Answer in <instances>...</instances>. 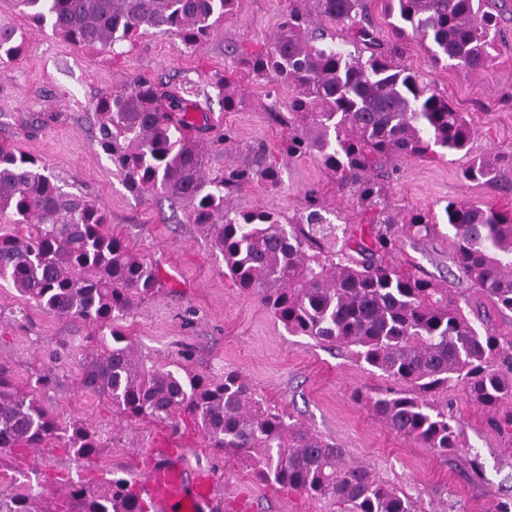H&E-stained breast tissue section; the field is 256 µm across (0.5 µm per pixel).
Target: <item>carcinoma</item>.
Segmentation results:
<instances>
[{
  "instance_id": "1",
  "label": "carcinoma",
  "mask_w": 512,
  "mask_h": 512,
  "mask_svg": "<svg viewBox=\"0 0 512 512\" xmlns=\"http://www.w3.org/2000/svg\"><path fill=\"white\" fill-rule=\"evenodd\" d=\"M239 0H15L38 25L84 47L132 42L144 31L178 37L188 48L207 39ZM394 39L380 40L365 0H311L288 5L272 46L248 61L251 73L288 93V136L277 150L259 145L225 175H208L194 120L199 102L173 86L137 79L98 99L102 145L132 189L159 192L189 207L237 287L256 296L291 334L356 348L383 376L408 386L370 398L397 434L441 456L459 447L458 421L429 395L462 381L469 399L491 411L512 400V356L497 367L499 339L484 333L444 281L390 264L405 237L451 235V262L500 310L512 311V211L460 199L445 222L424 210L393 214L383 195L397 158L432 159L469 150L475 130L448 96L401 62L402 43L418 41L436 64L482 74L495 59L497 16L508 0H385ZM321 20L344 37L327 41ZM15 28L0 27V63L21 51ZM316 156L339 189L371 212L367 223L331 222L316 196L292 224L268 211L229 207L224 191L253 185L272 191L282 165ZM467 180L506 186L512 178L496 154L475 158ZM0 281L57 318H80L101 348L85 355L79 387L131 421L178 428L190 420L208 447L232 456L281 489L332 499L349 512H418L402 490L345 449L269 406L236 373L215 380L179 366L165 369L136 356L119 322L159 288L155 266L104 230L106 210L67 192L41 160L0 142ZM52 373L23 390L0 366V448H42L57 441L81 457L102 448L83 423H64L41 403ZM0 512H149L136 483L69 484L52 507L42 493L0 490Z\"/></svg>"
}]
</instances>
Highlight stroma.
I'll return each mask as SVG.
<instances>
[{"label": "stroma", "instance_id": "obj_1", "mask_svg": "<svg viewBox=\"0 0 512 512\" xmlns=\"http://www.w3.org/2000/svg\"><path fill=\"white\" fill-rule=\"evenodd\" d=\"M287 7L288 0H241L214 34L192 48L150 30L134 43L103 49L73 45L22 17L13 0H0V26L24 35L19 56L0 65V138H10L16 149L45 162L68 191L102 204L107 231L157 267L158 292L122 322L137 355L158 365L180 363L204 375L238 373L269 405L411 495L420 512H492L499 497L512 496V431L502 426L512 416V401L485 410L468 399L461 383L433 393L431 403L460 422L459 448L445 457L397 435L369 403L370 397L394 388V381L372 371L354 348L289 334L255 296L234 284L223 257L212 251L198 225L187 222L185 206L132 190L100 144L97 100L139 77L163 88L176 84L220 128L234 131L236 143L230 147L203 141L207 172L239 165L244 153L259 144L280 143L288 132V97L273 93L266 79L249 72L247 62L269 48ZM495 55L487 72L471 77L434 65L416 40L405 41L404 62L447 94L474 124L476 135L466 154L396 159L398 172L385 184L394 211L439 214L451 199L512 209V193L462 176L472 157L512 156V107L499 101L501 91L512 89L510 13L499 20ZM220 76L228 77L239 99L235 111H225L223 97L211 85ZM311 190L349 223L361 220L359 207L338 191L334 177L313 156L291 159L275 191L244 185L229 191L228 202L239 211L275 212L285 222L302 211ZM450 256L445 238H408L391 261L422 278H446L471 318L512 342V312L498 310L479 289L451 275ZM92 332L88 323L48 315L0 284V365L21 386L52 371L53 382L43 394L46 408L62 420L86 423L103 443L92 458L69 455L54 442L41 450H0V474L57 498L71 480L105 473L134 476L142 449L175 443L185 449L190 465L218 474L226 512H235L243 496L252 512H348L336 501L259 480L236 459L209 449L194 425L176 430L120 418L105 400L78 386ZM474 462L482 469L476 481L466 476Z\"/></svg>", "mask_w": 512, "mask_h": 512}]
</instances>
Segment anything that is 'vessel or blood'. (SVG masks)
<instances>
[{"mask_svg": "<svg viewBox=\"0 0 512 512\" xmlns=\"http://www.w3.org/2000/svg\"><path fill=\"white\" fill-rule=\"evenodd\" d=\"M138 484L153 512H222L224 508L214 472L189 469L180 448L153 458Z\"/></svg>", "mask_w": 512, "mask_h": 512, "instance_id": "obj_1", "label": "vessel or blood"}]
</instances>
